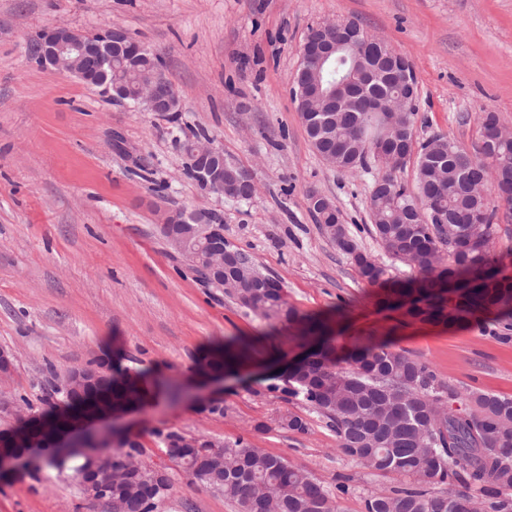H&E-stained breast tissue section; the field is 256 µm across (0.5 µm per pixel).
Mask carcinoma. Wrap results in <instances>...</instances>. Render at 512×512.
<instances>
[{
    "instance_id": "carcinoma-1",
    "label": "carcinoma",
    "mask_w": 512,
    "mask_h": 512,
    "mask_svg": "<svg viewBox=\"0 0 512 512\" xmlns=\"http://www.w3.org/2000/svg\"><path fill=\"white\" fill-rule=\"evenodd\" d=\"M339 55L343 60L311 67L301 108H308L323 91L345 92L341 81L351 67L352 54L342 50ZM362 61L379 71L366 91L404 93L395 77V60L365 56ZM158 68L159 56L153 52L134 72L117 63L106 64L98 72V89L116 86L125 100L132 102L139 79ZM395 122L403 134L415 136L416 108L400 113ZM498 123L494 112L480 117L481 145L473 153L444 135L427 139L420 146L413 190L388 172L385 180L390 190L370 192L373 233L380 248L418 272L415 278L392 283L387 299L408 306L415 318L446 324L480 323L494 313L512 320V280L500 276L498 269L496 210L490 208L488 196L465 186L470 174L479 181L492 180L512 209V141L491 140ZM384 134L383 117H367L362 112H343L329 124L307 132L316 152H332L334 168L346 172L368 168L372 147ZM431 201L450 213L474 216L479 223L447 227L433 221L401 222V211ZM309 206L319 218L322 233L352 257L361 278L369 284L378 282L385 270L359 251L347 225L333 220L336 205L312 193ZM194 229L195 224H185L174 237L165 234L163 238L205 284L222 289L224 283L213 276L193 240L187 239ZM444 245L448 247L446 258L440 250ZM224 249L234 257L231 279L239 284L231 297L265 320L292 326L300 343L315 347L308 360L270 390L304 403L325 420L336 433L339 451L370 474L396 473L408 478L400 487L378 486L367 491L362 512H476L478 508L512 512V398L472 391L461 399L433 366L406 351L392 349L376 336L336 351L328 343V326L323 320L289 306L277 280L268 279L267 291L253 292L250 284L258 270L232 242H224ZM475 277L482 283L469 292L456 298L445 295L449 281L466 282ZM251 353L248 341L230 340L209 350L201 359V369L232 374ZM100 362L112 366V380L101 387V396L135 404L143 400L140 376L115 368L107 352L91 360ZM19 401L34 415L52 421L65 419L77 409L76 402L50 386L38 398L37 407L22 395ZM452 402L458 407L451 408ZM160 438L168 455L181 461L193 483L224 495L236 512H337L338 500L349 492L346 483L332 486L244 437L223 442L224 453L219 455L208 448L203 457L181 452L178 442L184 436L177 432L162 433ZM124 455L121 449L113 452L112 496L124 500L125 512H160L169 499L170 477L164 478L163 491H132L118 472ZM85 462L82 455L42 458L44 465L58 471L70 469L76 476ZM450 480L461 488L434 489Z\"/></svg>"
}]
</instances>
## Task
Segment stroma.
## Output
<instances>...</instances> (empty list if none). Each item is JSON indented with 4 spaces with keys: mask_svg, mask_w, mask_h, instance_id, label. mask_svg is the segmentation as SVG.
I'll use <instances>...</instances> for the list:
<instances>
[{
    "mask_svg": "<svg viewBox=\"0 0 512 512\" xmlns=\"http://www.w3.org/2000/svg\"><path fill=\"white\" fill-rule=\"evenodd\" d=\"M348 19L412 63L415 142L445 135L474 150L485 112L512 127V0H0V347L16 355L0 384V425L19 396L41 395L48 367L117 349L148 384L126 424L142 462L171 478L161 512H235L222 494L189 483L162 431L242 436L326 483L349 478L342 512H361L367 489L399 484L340 454L335 433L303 403L269 392V364L300 349L294 329L204 287L169 254L161 215L177 209L223 216L225 239L281 283L289 305L325 318L336 348L387 336L459 394L512 397V338L498 325L449 328L382 304L384 284L415 272L369 231L376 173L331 168L308 140L291 93L299 48L310 27ZM56 26L89 36L119 29L158 53L178 120L38 63L31 40ZM199 129L255 177L250 200L206 193L184 175L178 140ZM313 192L359 225L357 243L384 268L383 284L364 281L322 234ZM231 337L254 341L256 352L211 382L197 360ZM210 397L224 414L201 411ZM287 412L305 416L308 430L283 429ZM0 512H88V503L67 474L30 469L0 477Z\"/></svg>",
    "mask_w": 512,
    "mask_h": 512,
    "instance_id": "35a3bbf8",
    "label": "stroma"
}]
</instances>
